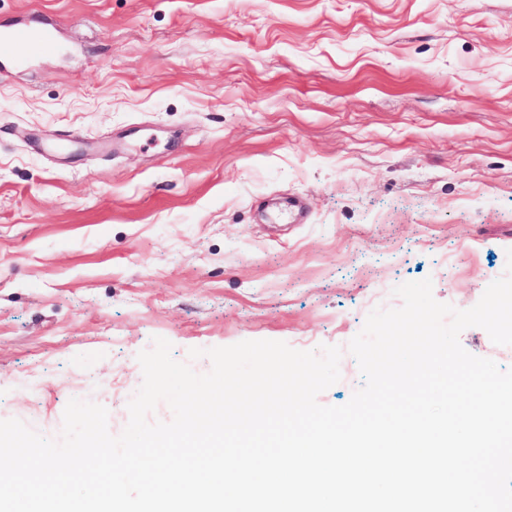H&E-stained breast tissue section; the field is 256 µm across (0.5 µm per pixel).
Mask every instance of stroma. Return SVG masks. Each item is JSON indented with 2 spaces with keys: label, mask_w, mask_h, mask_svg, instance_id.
Listing matches in <instances>:
<instances>
[{
  "label": "stroma",
  "mask_w": 512,
  "mask_h": 512,
  "mask_svg": "<svg viewBox=\"0 0 512 512\" xmlns=\"http://www.w3.org/2000/svg\"><path fill=\"white\" fill-rule=\"evenodd\" d=\"M0 420L119 435L157 337L339 346L396 286L474 306L512 249V0H0ZM77 136L58 156L50 143ZM0 39L19 47L25 52H46L54 48V34L50 28L41 31L17 27L0 30Z\"/></svg>",
  "instance_id": "1"
}]
</instances>
